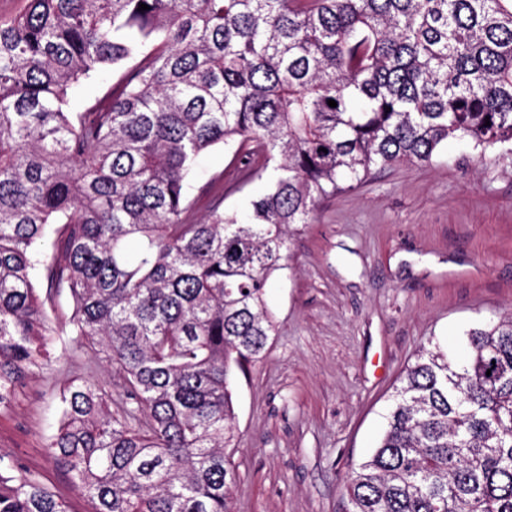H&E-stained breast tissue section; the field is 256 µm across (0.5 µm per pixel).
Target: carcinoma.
<instances>
[{
	"label": "carcinoma",
	"instance_id": "cac0c4a2",
	"mask_svg": "<svg viewBox=\"0 0 512 512\" xmlns=\"http://www.w3.org/2000/svg\"><path fill=\"white\" fill-rule=\"evenodd\" d=\"M450 138L512 154V0H24L0 15V410L69 336L109 374L60 391L45 451L92 512H236L232 384L276 334L292 228ZM234 141L269 186L190 221ZM466 338L415 351L347 512H512V315ZM0 512L71 510L0 452ZM114 80V74L105 72L94 77L89 83L78 87L70 97V108L72 110L81 109L85 104L101 97Z\"/></svg>",
	"mask_w": 512,
	"mask_h": 512
}]
</instances>
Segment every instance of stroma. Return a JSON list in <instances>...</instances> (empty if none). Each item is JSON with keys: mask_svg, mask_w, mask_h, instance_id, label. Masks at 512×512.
Wrapping results in <instances>:
<instances>
[{"mask_svg": "<svg viewBox=\"0 0 512 512\" xmlns=\"http://www.w3.org/2000/svg\"><path fill=\"white\" fill-rule=\"evenodd\" d=\"M234 154L223 146L202 157L188 187L194 217L245 216L266 190ZM267 301L276 335L234 391L236 512H345V476L376 447L415 347L431 338L461 357L468 329L512 314V155L480 161L452 139L432 163L390 166L323 200L291 234ZM53 353L0 411V450L72 512H91L43 443L63 385L107 370L63 337Z\"/></svg>", "mask_w": 512, "mask_h": 512, "instance_id": "stroma-1", "label": "stroma"}]
</instances>
